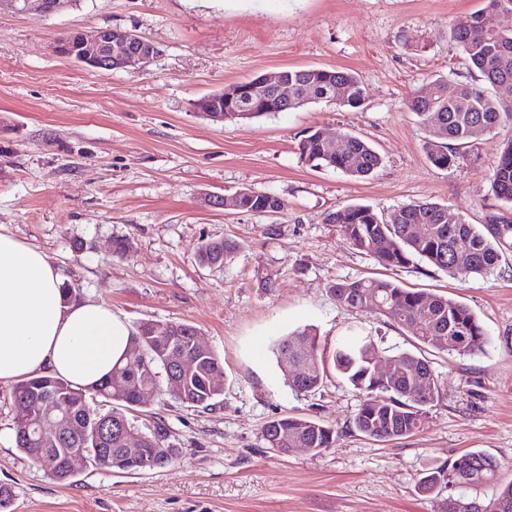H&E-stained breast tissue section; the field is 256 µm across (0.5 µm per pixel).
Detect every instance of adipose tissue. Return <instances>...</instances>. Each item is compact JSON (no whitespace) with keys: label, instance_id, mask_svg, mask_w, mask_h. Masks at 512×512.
<instances>
[{"label":"adipose tissue","instance_id":"ef3b65f1","mask_svg":"<svg viewBox=\"0 0 512 512\" xmlns=\"http://www.w3.org/2000/svg\"><path fill=\"white\" fill-rule=\"evenodd\" d=\"M47 253L0 231V383L41 374L89 390L129 348L130 328L104 303L65 299Z\"/></svg>","mask_w":512,"mask_h":512}]
</instances>
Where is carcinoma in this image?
<instances>
[{
  "instance_id": "obj_1",
  "label": "carcinoma",
  "mask_w": 512,
  "mask_h": 512,
  "mask_svg": "<svg viewBox=\"0 0 512 512\" xmlns=\"http://www.w3.org/2000/svg\"><path fill=\"white\" fill-rule=\"evenodd\" d=\"M455 42L470 67L478 71L481 83H464L448 94V81L439 76L412 93L409 107L427 131L425 153L438 168H448L467 156L470 140L479 133L512 128V29H489L483 12L475 11L455 19L450 28ZM288 79L297 92L315 88L311 102L329 101L353 109L365 102V90L349 71L312 68L290 69ZM336 89V95L323 91ZM258 118L271 112L295 109L265 91L256 100ZM336 151L311 133L300 144L301 156L314 168H330L364 178L380 167L382 158L365 139L340 134ZM497 164L491 178L495 198L512 204V135L495 142ZM269 196L250 189L240 190L239 211L256 213ZM325 222L335 224L355 249L374 257L386 269L403 268L424 260L450 276L466 277L493 269L503 254L512 252V217L500 211L486 223L469 224L444 204L411 202L388 217L368 206L350 205L330 212ZM235 245L229 239L207 241L197 250L202 266L221 268L234 260ZM336 302L350 309L381 315L397 324L421 344L442 352L469 354L482 350L486 336L482 325L464 304L443 295L405 289L378 278L338 280L329 286ZM198 329L185 322L142 321L131 329L129 349L123 361L112 369V376L90 391H77L64 379L49 375L18 383L12 400H38L43 407L64 412L66 422L56 431V447L89 450L88 463L100 470L146 471L160 467L152 461L153 449L166 438V430L156 425L140 436L141 459L146 464L135 469L124 464L121 448L125 435L134 427L128 413L138 410L144 391L161 392L160 374L179 362L195 365L192 373L178 383L169 382L170 392L179 402L210 410L224 395L218 385L221 363L211 351L198 349L193 341ZM286 383L298 392L317 389L325 376L326 360L315 333L305 329L276 342L273 348ZM381 354L366 336H356L336 347L332 362L336 371L358 390L363 400L350 428L375 440H396L411 436L425 423L427 408L441 396V384L432 364L422 355L401 351L391 356L398 367L395 377L381 380L373 360ZM299 376L292 377V366ZM111 404L103 412L94 407L97 399ZM112 425V432L96 438L99 424ZM16 448L38 460L47 449L26 440L14 428ZM268 447L314 448L322 453L334 447L335 428L317 419L285 416L268 422L262 431ZM496 466L481 451H470L458 459L434 466L420 479V489L442 493L466 489L496 479ZM484 512H512V480L499 484Z\"/></svg>"
}]
</instances>
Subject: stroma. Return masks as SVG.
Instances as JSON below:
<instances>
[{"label":"stroma","instance_id":"obj_1","mask_svg":"<svg viewBox=\"0 0 512 512\" xmlns=\"http://www.w3.org/2000/svg\"><path fill=\"white\" fill-rule=\"evenodd\" d=\"M478 9L489 25L512 28V16L486 0H73L51 16L0 12V226L45 251L76 297L106 304L128 325L198 327L224 385L210 411L163 393L131 414L139 434L163 423L177 459L136 473L79 461L63 485L16 448L13 387L0 383L9 512H439L440 495L419 488L422 474L475 450L512 480V253L490 274L462 280L419 261L387 269L325 221L353 204L386 216L437 202L470 224L500 209L493 135L438 169L409 108L412 92L436 76L452 88L475 80L449 30ZM98 28L134 31L156 53L133 72H94L55 52L56 38ZM306 67L351 70L364 105L320 101L224 124L195 107L241 81ZM317 130L363 136L381 166L365 178L310 167L298 145ZM245 188L276 195L285 211L202 203ZM222 238L236 245L233 262L198 265L200 243ZM117 240L121 258L112 255ZM362 277L465 304L485 329L484 349L423 348L385 318L336 303L329 285ZM306 326L328 356L360 334L393 353L421 352L442 389L423 429L386 442L350 429L362 396L332 367L319 390L292 391L273 345ZM285 415L335 427V446L318 455L267 448L263 427Z\"/></svg>","mask_w":512,"mask_h":512}]
</instances>
